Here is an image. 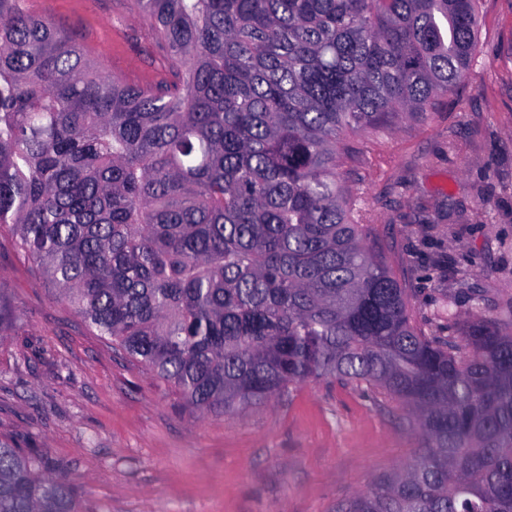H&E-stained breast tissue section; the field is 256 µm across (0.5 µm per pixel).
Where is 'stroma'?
Returning <instances> with one entry per match:
<instances>
[{
  "mask_svg": "<svg viewBox=\"0 0 512 512\" xmlns=\"http://www.w3.org/2000/svg\"><path fill=\"white\" fill-rule=\"evenodd\" d=\"M135 84L176 79L125 0H28ZM476 59L427 120L351 137L341 178L370 213L369 247L406 289L415 320L451 301L456 328L485 311L512 334V0H480ZM0 439L65 475L83 512H334L405 464L417 431L366 386L308 381L237 415L183 408L177 392L90 331L0 237Z\"/></svg>",
  "mask_w": 512,
  "mask_h": 512,
  "instance_id": "stroma-1",
  "label": "stroma"
}]
</instances>
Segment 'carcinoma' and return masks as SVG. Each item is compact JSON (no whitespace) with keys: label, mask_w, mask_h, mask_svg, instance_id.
<instances>
[{"label":"carcinoma","mask_w":512,"mask_h":512,"mask_svg":"<svg viewBox=\"0 0 512 512\" xmlns=\"http://www.w3.org/2000/svg\"><path fill=\"white\" fill-rule=\"evenodd\" d=\"M0 0V232L97 335L201 413L334 377L422 446L335 512H512V336H440L363 241L347 133L427 118L479 46V0H132L178 82L105 72ZM0 512H79L0 440Z\"/></svg>","instance_id":"obj_1"}]
</instances>
